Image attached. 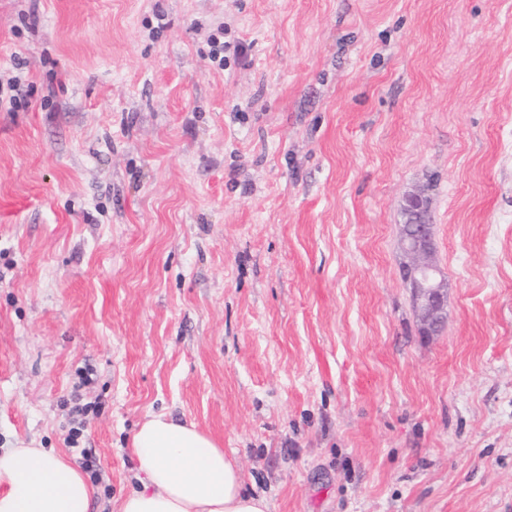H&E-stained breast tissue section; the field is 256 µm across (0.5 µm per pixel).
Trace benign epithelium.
<instances>
[{
    "label": "benign epithelium",
    "instance_id": "1",
    "mask_svg": "<svg viewBox=\"0 0 512 512\" xmlns=\"http://www.w3.org/2000/svg\"><path fill=\"white\" fill-rule=\"evenodd\" d=\"M406 257L403 277L410 284L412 305L425 336L436 335L448 317L446 283L434 255L433 225H402Z\"/></svg>",
    "mask_w": 512,
    "mask_h": 512
}]
</instances>
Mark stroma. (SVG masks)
Returning a JSON list of instances; mask_svg holds the SVG:
<instances>
[{"instance_id":"35a3bbf8","label":"stroma","mask_w":512,"mask_h":512,"mask_svg":"<svg viewBox=\"0 0 512 512\" xmlns=\"http://www.w3.org/2000/svg\"><path fill=\"white\" fill-rule=\"evenodd\" d=\"M15 76L1 449L89 453L116 512L164 413L270 512H512V0H0ZM401 244L406 257L403 277L412 288V305L421 332L434 336L447 320L448 311L446 283L434 259L432 224H402Z\"/></svg>"}]
</instances>
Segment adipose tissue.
Returning a JSON list of instances; mask_svg holds the SVG:
<instances>
[{
	"label": "adipose tissue",
	"instance_id": "1",
	"mask_svg": "<svg viewBox=\"0 0 512 512\" xmlns=\"http://www.w3.org/2000/svg\"><path fill=\"white\" fill-rule=\"evenodd\" d=\"M132 450L143 487L124 496L118 512H269L265 497L244 493L238 465L195 424L149 415ZM92 493L82 473L46 449L0 451V512H89Z\"/></svg>",
	"mask_w": 512,
	"mask_h": 512
}]
</instances>
